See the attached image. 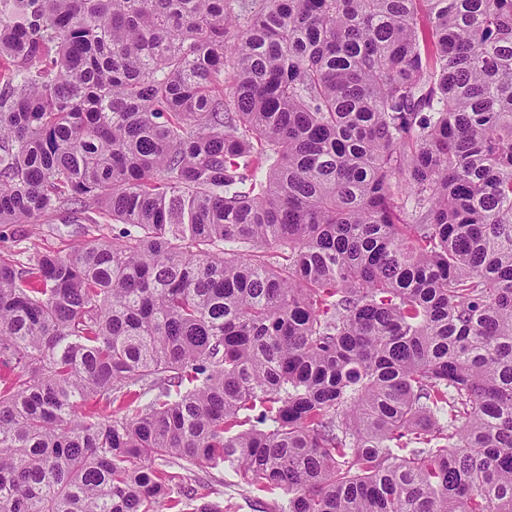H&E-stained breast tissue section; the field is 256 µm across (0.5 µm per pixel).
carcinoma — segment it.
I'll list each match as a JSON object with an SVG mask.
<instances>
[{
    "label": "carcinoma",
    "instance_id": "cac0c4a2",
    "mask_svg": "<svg viewBox=\"0 0 512 512\" xmlns=\"http://www.w3.org/2000/svg\"><path fill=\"white\" fill-rule=\"evenodd\" d=\"M0 512H512V0H0ZM110 408L112 412L104 413ZM73 228L70 224H62L57 217L48 221L40 220L34 224H10L2 228L0 226V255L5 258L13 255L14 258L22 259L27 255L22 252L33 249L65 255L82 245L85 240H91L93 236L112 235L110 224H104L100 227V232L93 231L85 237L72 236L68 233ZM191 474L189 487H195L207 495L206 500L221 506H232L231 512H260L278 493L270 494L259 491L252 486L241 483L240 479L231 471L221 466L217 469L194 468Z\"/></svg>",
    "mask_w": 512,
    "mask_h": 512
}]
</instances>
